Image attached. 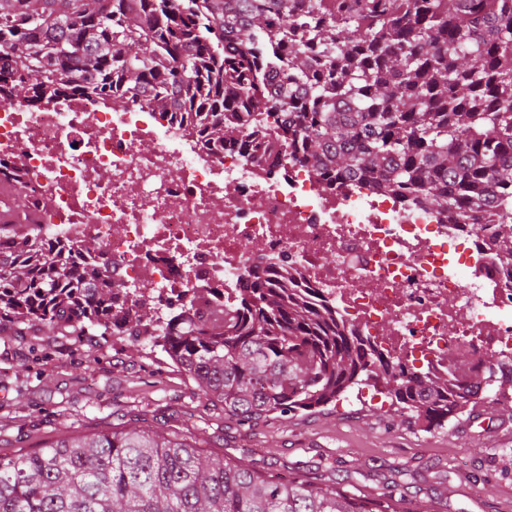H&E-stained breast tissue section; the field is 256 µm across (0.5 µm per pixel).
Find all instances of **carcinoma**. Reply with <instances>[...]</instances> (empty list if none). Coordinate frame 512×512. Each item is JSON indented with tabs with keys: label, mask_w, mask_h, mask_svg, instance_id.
I'll return each instance as SVG.
<instances>
[{
	"label": "carcinoma",
	"mask_w": 512,
	"mask_h": 512,
	"mask_svg": "<svg viewBox=\"0 0 512 512\" xmlns=\"http://www.w3.org/2000/svg\"><path fill=\"white\" fill-rule=\"evenodd\" d=\"M0 94L30 105L80 95L127 108L138 95L180 112L209 147L247 157L274 142L332 185L358 174L392 194L478 224L496 208V250L512 262V0H0ZM21 218L0 223V329H70L79 341L147 336L224 412L252 421L321 409L383 381L391 404L439 430L512 370L446 379L405 374L326 303L258 278L224 300L195 289L161 314L147 289L77 265ZM396 492L362 499L204 455L177 433L65 435L0 457V512H398Z\"/></svg>",
	"instance_id": "1"
}]
</instances>
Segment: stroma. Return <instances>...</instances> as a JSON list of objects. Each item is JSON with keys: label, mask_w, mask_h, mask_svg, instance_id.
<instances>
[{"label": "stroma", "mask_w": 512, "mask_h": 512, "mask_svg": "<svg viewBox=\"0 0 512 512\" xmlns=\"http://www.w3.org/2000/svg\"><path fill=\"white\" fill-rule=\"evenodd\" d=\"M163 428L205 454L372 497L401 484L402 512H512V405L480 403L426 431L387 395L355 406L240 421L150 341L89 336L82 346L33 325L0 332V456L64 435Z\"/></svg>", "instance_id": "1"}]
</instances>
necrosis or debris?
I'll return each mask as SVG.
<instances>
[{
    "mask_svg": "<svg viewBox=\"0 0 512 512\" xmlns=\"http://www.w3.org/2000/svg\"><path fill=\"white\" fill-rule=\"evenodd\" d=\"M0 163L50 245L93 239L112 281L179 304L256 273L319 291L406 373L512 367V267L495 226L449 223L369 177L327 185L313 165L211 150L174 113L0 98Z\"/></svg>",
    "mask_w": 512,
    "mask_h": 512,
    "instance_id": "4bbe7bcc",
    "label": "necrosis or debris"
}]
</instances>
